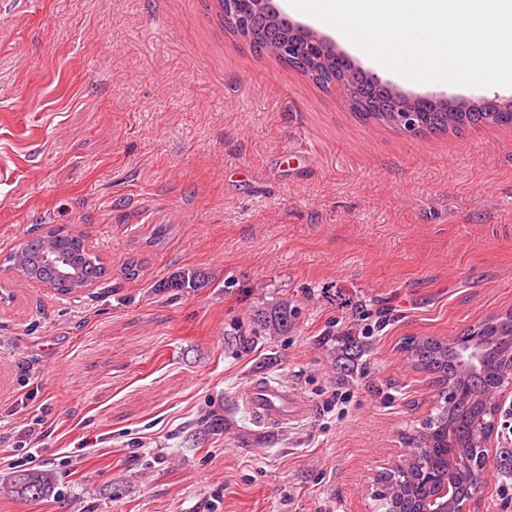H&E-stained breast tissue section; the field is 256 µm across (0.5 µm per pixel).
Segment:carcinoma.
I'll return each instance as SVG.
<instances>
[{
    "mask_svg": "<svg viewBox=\"0 0 512 512\" xmlns=\"http://www.w3.org/2000/svg\"><path fill=\"white\" fill-rule=\"evenodd\" d=\"M234 28L254 52L277 56L282 45L292 48L283 63L312 77L323 87L334 86L352 102L353 114L364 123L398 128L401 112H386L392 102L406 100L393 87L375 83L334 48L312 52L315 35L277 14L269 0L241 5ZM421 133L459 134L480 125L512 124V109L491 104L443 107L414 101ZM8 270L22 280L39 282L59 295H71L105 279L108 269L85 244L82 233L57 225L29 236L4 258ZM205 279L184 272L157 285L202 288ZM292 309L281 303L256 315L249 330L239 331L236 346L249 350L261 336H280L292 326ZM371 335L349 338L336 346L337 380L352 378L363 357L373 351ZM400 351L414 370L428 374L438 387L427 417L404 434L406 452L400 465L377 477L374 512H420L444 483L457 497L469 499L486 483V441L498 412L497 395L512 380V310L489 315L452 338L406 336ZM57 475L30 466L0 477V496L38 501L50 496Z\"/></svg>",
    "mask_w": 512,
    "mask_h": 512,
    "instance_id": "cac0c4a2",
    "label": "carcinoma"
}]
</instances>
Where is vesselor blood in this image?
<instances>
[{"label": "vessel or blood", "mask_w": 512, "mask_h": 512, "mask_svg": "<svg viewBox=\"0 0 512 512\" xmlns=\"http://www.w3.org/2000/svg\"><path fill=\"white\" fill-rule=\"evenodd\" d=\"M244 402L255 422L262 426L303 419L313 412L305 398L267 380L251 383L244 393Z\"/></svg>", "instance_id": "1"}]
</instances>
